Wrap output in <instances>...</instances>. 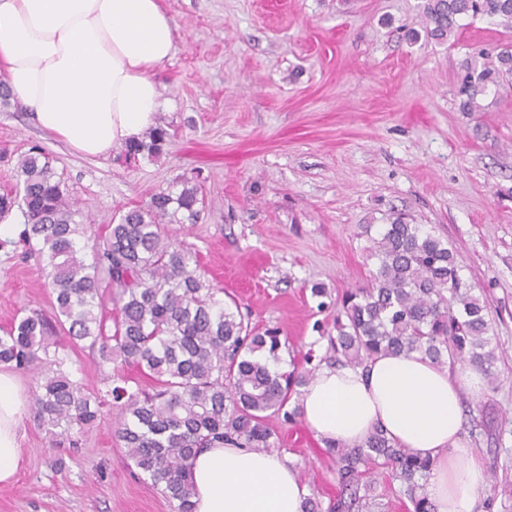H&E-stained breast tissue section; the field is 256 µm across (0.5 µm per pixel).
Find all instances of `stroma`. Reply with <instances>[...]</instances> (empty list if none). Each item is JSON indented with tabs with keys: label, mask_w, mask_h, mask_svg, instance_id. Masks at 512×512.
Returning a JSON list of instances; mask_svg holds the SVG:
<instances>
[{
	"label": "stroma",
	"mask_w": 512,
	"mask_h": 512,
	"mask_svg": "<svg viewBox=\"0 0 512 512\" xmlns=\"http://www.w3.org/2000/svg\"><path fill=\"white\" fill-rule=\"evenodd\" d=\"M176 53L154 74L163 154L88 158L40 127L22 102L0 109V192L32 145L48 153L100 232L184 174L198 173L197 223L171 232L252 325L278 330L297 364L324 367L332 303L366 285L374 262L363 231L393 216L442 237L461 276L488 301L497 379L464 405L489 433L473 449L491 476L475 512H512V90L458 109L464 63L512 45V28L464 17L454 38L424 36V0H160ZM328 292L319 309L314 285ZM53 313L36 256L0 246V331L14 315ZM64 371L102 388L110 365L60 337ZM105 412L79 436L51 435L33 413L21 462L0 487V512H172L126 462ZM311 494H336L334 460L302 419L267 420Z\"/></svg>",
	"instance_id": "35a3bbf8"
}]
</instances>
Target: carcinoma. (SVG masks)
Returning <instances> with one entry per match:
<instances>
[{
	"label": "carcinoma",
	"instance_id": "carcinoma-1",
	"mask_svg": "<svg viewBox=\"0 0 512 512\" xmlns=\"http://www.w3.org/2000/svg\"><path fill=\"white\" fill-rule=\"evenodd\" d=\"M424 15L426 35L444 41L462 17L512 25V0H426ZM511 81L512 46L478 53L465 67L461 111H482L478 97ZM167 138L158 122L126 146V156H158ZM15 176V188L0 195V214L18 211L22 223L17 240L3 244H19L41 259L56 314L52 321L35 311L15 317L0 336V366L57 367L35 398L38 424L52 435L83 434L103 407L115 405V435L130 464L160 488L172 512H193L188 473L197 449L275 447L266 420L299 415V406L288 404L314 369L294 363L280 370L278 331L256 328L239 305L224 304L195 253L169 232V224L197 222L200 198L192 179L183 176L180 191L159 190L122 213L99 240L88 235L87 217L42 149L19 155ZM372 257L367 286L336 302V334L326 336L336 361L363 367L380 354L417 352L438 366L468 363L495 376L487 301L467 288L448 242L396 217L373 239ZM110 305L116 317L108 334ZM59 329L113 365L105 394L86 392L60 370L64 358L52 340ZM126 366L149 378L151 389L130 386ZM326 447L339 492L325 507L307 498L304 512H372L373 485L383 474L399 482L408 512H435L425 491L430 462L396 447L383 430L358 446Z\"/></svg>",
	"mask_w": 512,
	"mask_h": 512
}]
</instances>
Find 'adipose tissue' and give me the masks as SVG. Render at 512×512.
Wrapping results in <instances>:
<instances>
[{
  "label": "adipose tissue",
  "instance_id": "adipose-tissue-1",
  "mask_svg": "<svg viewBox=\"0 0 512 512\" xmlns=\"http://www.w3.org/2000/svg\"><path fill=\"white\" fill-rule=\"evenodd\" d=\"M176 50L158 0H0V72L36 122L87 157L138 140L160 107L156 69ZM480 371L438 367L420 354L381 355L366 367L324 368L300 414L324 441L360 444L384 429L427 459L436 512H474L488 473L461 434L462 398L480 396ZM27 400L0 368V484L19 466ZM189 481L194 512H303L308 490L286 458L224 445L201 449Z\"/></svg>",
  "mask_w": 512,
  "mask_h": 512
}]
</instances>
